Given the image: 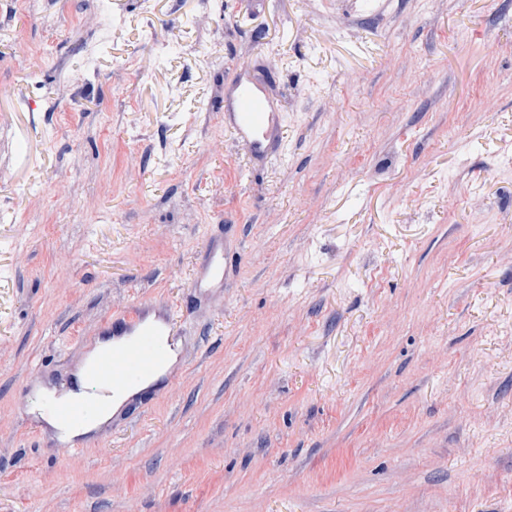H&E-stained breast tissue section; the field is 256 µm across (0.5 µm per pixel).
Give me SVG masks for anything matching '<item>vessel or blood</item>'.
<instances>
[{
	"label": "vessel or blood",
	"mask_w": 512,
	"mask_h": 512,
	"mask_svg": "<svg viewBox=\"0 0 512 512\" xmlns=\"http://www.w3.org/2000/svg\"><path fill=\"white\" fill-rule=\"evenodd\" d=\"M228 125L236 138L254 156L282 142V123L265 89L241 78L230 91ZM149 312L133 307L113 322L112 333L125 337V344L100 352L87 367L81 396L71 400H48L45 410L64 424L75 426L104 412L109 395L119 393L152 377L165 358V336L171 335L172 320L148 321Z\"/></svg>",
	"instance_id": "b4317fda"
}]
</instances>
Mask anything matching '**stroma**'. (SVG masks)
Segmentation results:
<instances>
[{"label": "stroma", "instance_id": "35a3bbf8", "mask_svg": "<svg viewBox=\"0 0 512 512\" xmlns=\"http://www.w3.org/2000/svg\"><path fill=\"white\" fill-rule=\"evenodd\" d=\"M145 301L171 384L67 450L34 379ZM0 512H512V7L0 0ZM228 126L247 151L262 155L282 142V123L265 89L246 77L230 91ZM224 255H212L208 262L202 266L193 282V287H199L204 280H222L224 278Z\"/></svg>", "mask_w": 512, "mask_h": 512}]
</instances>
